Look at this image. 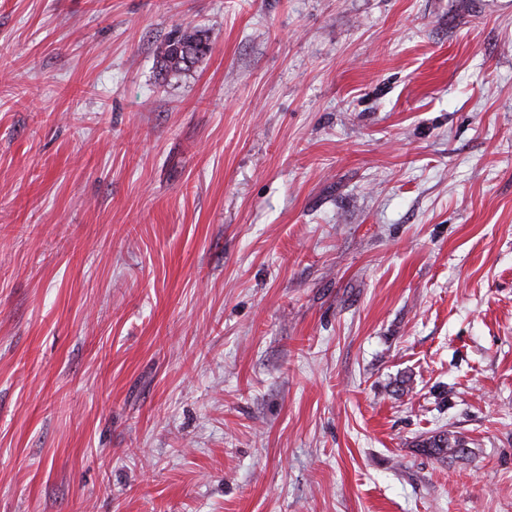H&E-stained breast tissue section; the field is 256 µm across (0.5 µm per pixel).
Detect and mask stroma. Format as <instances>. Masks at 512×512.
Returning a JSON list of instances; mask_svg holds the SVG:
<instances>
[{"label": "stroma", "instance_id": "obj_1", "mask_svg": "<svg viewBox=\"0 0 512 512\" xmlns=\"http://www.w3.org/2000/svg\"><path fill=\"white\" fill-rule=\"evenodd\" d=\"M0 512H512V0H0ZM209 50V43L202 31L186 25L158 46L157 57L161 70L166 73H179L190 69ZM419 448L438 460L462 457L467 448L463 441L448 437V433H436L424 438L419 443Z\"/></svg>", "mask_w": 512, "mask_h": 512}]
</instances>
